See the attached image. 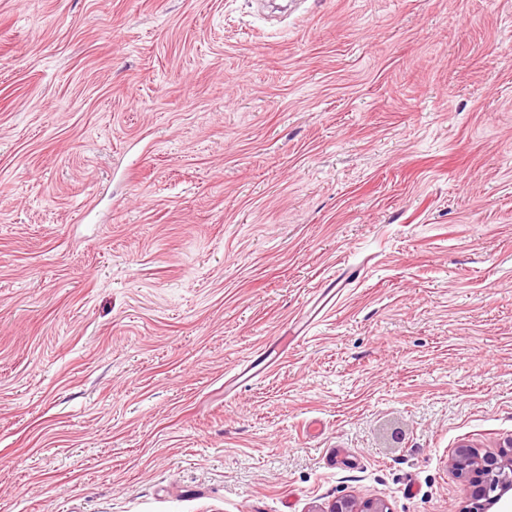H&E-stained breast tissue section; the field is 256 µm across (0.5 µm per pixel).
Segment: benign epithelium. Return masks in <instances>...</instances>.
I'll use <instances>...</instances> for the list:
<instances>
[{"mask_svg":"<svg viewBox=\"0 0 512 512\" xmlns=\"http://www.w3.org/2000/svg\"><path fill=\"white\" fill-rule=\"evenodd\" d=\"M451 467L472 488L470 506L459 512H512V437L496 453L480 454L470 445L458 448ZM326 512H388L384 504L373 501L359 503L353 499L332 502Z\"/></svg>","mask_w":512,"mask_h":512,"instance_id":"7a95c632","label":"benign epithelium"}]
</instances>
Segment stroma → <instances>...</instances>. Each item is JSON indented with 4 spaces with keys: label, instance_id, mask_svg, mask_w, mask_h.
<instances>
[{
    "label": "stroma",
    "instance_id": "35a3bbf8",
    "mask_svg": "<svg viewBox=\"0 0 512 512\" xmlns=\"http://www.w3.org/2000/svg\"><path fill=\"white\" fill-rule=\"evenodd\" d=\"M511 436L512 0H0V512H461ZM326 512H388V510L379 502L358 503L353 499H339L332 502Z\"/></svg>",
    "mask_w": 512,
    "mask_h": 512
}]
</instances>
